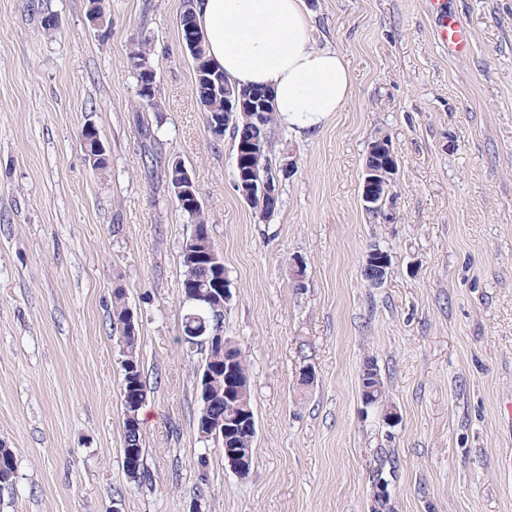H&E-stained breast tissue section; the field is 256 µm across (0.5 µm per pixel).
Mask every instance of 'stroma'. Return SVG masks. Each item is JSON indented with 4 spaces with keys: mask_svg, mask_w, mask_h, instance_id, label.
<instances>
[{
    "mask_svg": "<svg viewBox=\"0 0 512 512\" xmlns=\"http://www.w3.org/2000/svg\"><path fill=\"white\" fill-rule=\"evenodd\" d=\"M109 3L103 38L88 0H0V445L16 460L0 512H512V0H448L473 34L457 60L423 0H305L353 93L312 132L275 126L273 162L294 171L267 219L234 187L232 131L213 138L196 102L184 0ZM143 34L159 110L140 114L127 53ZM144 123L191 173L224 260V334L249 364L257 425L244 478L196 431L205 355L179 341L193 226L148 176ZM382 137L391 224L361 203ZM373 244L392 259L380 288L362 275ZM116 287L147 381L139 484L123 468ZM369 358L396 422L361 399ZM83 134H84V135H82L83 140H85L86 137H88V136H94L95 141H96V151L101 153V155H104V157H97V155H99V154H97V152L95 151L94 142H82L87 156L90 158H91V155L94 157H97L95 159H94V157H92L91 162H93V160H94L92 166L95 170L99 171V173L101 174L104 171H106V169L108 168V156L106 154V148H105L103 142L101 141L99 135L97 134V132L92 130V128H86L83 131Z\"/></svg>",
    "mask_w": 512,
    "mask_h": 512,
    "instance_id": "1",
    "label": "stroma"
}]
</instances>
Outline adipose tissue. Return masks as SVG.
<instances>
[{"instance_id":"1","label":"adipose tissue","mask_w":512,"mask_h":512,"mask_svg":"<svg viewBox=\"0 0 512 512\" xmlns=\"http://www.w3.org/2000/svg\"><path fill=\"white\" fill-rule=\"evenodd\" d=\"M195 17L213 66L236 85L270 88L288 129H317L351 97V72L315 47L303 0H195Z\"/></svg>"}]
</instances>
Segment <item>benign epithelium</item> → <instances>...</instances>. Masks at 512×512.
<instances>
[{
    "label": "benign epithelium",
    "instance_id": "benign-epithelium-1",
    "mask_svg": "<svg viewBox=\"0 0 512 512\" xmlns=\"http://www.w3.org/2000/svg\"><path fill=\"white\" fill-rule=\"evenodd\" d=\"M208 83L224 94V115L211 114L208 116V131L216 139L224 136L225 126L229 124L231 115L237 112H251L255 116L261 117L270 107L268 93L264 90L247 95L243 93V90L231 88L216 78L208 79ZM263 152L262 144L255 140L239 141L235 159L234 185L239 188V192L246 202L252 203L258 200L266 212L271 213L279 202L280 174L292 168L293 163L288 162L280 166L275 169L273 177L257 184L249 180V177L253 166L258 164L263 156ZM173 166L181 170L180 181L173 193L175 200L193 207L200 205L201 196L198 186L184 163L176 159ZM396 174L395 154L389 140L383 137L370 143L362 167L361 199L364 210L376 215L380 222L385 224L394 222L396 216L389 205L381 200V189L393 184ZM207 231V225L198 224L193 229L192 237L185 240L183 251L189 260L198 259L201 246L199 237L207 234ZM209 263L214 268L216 276L211 278L206 290L203 291L197 286L183 290V306L187 310L186 318L189 326V335L184 337V342L190 348L222 350L228 344V339L224 337V306L230 300V293L224 283V272H222L224 261L220 260L218 255L213 252L209 257ZM362 271L370 286L381 287L392 272L391 255L385 250L371 249L367 251ZM122 369L127 385V388L123 389L125 421H127L125 434L133 437L137 435L140 426L134 423V413L131 412V409L143 404L146 394L138 391L139 367L137 364L130 360H124ZM360 381L363 400L367 403L372 400L374 393L381 389L377 370L371 366H363ZM202 395L205 399V409L200 424V436L205 440L217 443L220 438L224 437V418L211 416L210 394L205 390ZM237 399L239 407L243 408L244 412L236 414L234 421L240 423L241 428H247L251 433L255 432V419L249 415V410L245 409L244 388H237ZM227 461L230 468L240 477L245 478L249 475L251 470L250 449H237L236 452L227 456Z\"/></svg>",
    "mask_w": 512,
    "mask_h": 512
}]
</instances>
